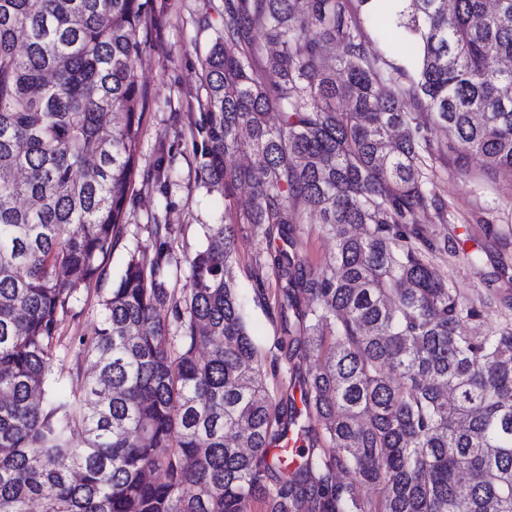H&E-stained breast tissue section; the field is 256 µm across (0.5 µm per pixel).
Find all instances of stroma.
Listing matches in <instances>:
<instances>
[{"mask_svg": "<svg viewBox=\"0 0 512 512\" xmlns=\"http://www.w3.org/2000/svg\"><path fill=\"white\" fill-rule=\"evenodd\" d=\"M143 3L139 38L145 48L135 59L142 90L136 168L107 276L98 287L82 290L72 316L61 326L52 376L66 394L75 389L77 368L86 364L78 339L94 336L100 301L130 255H151L165 248L170 285L184 287L188 260L206 245L209 225L235 222L246 208L243 197L225 198L209 185L201 169L206 99L201 61L223 28L225 0ZM426 135L436 149V191L448 206L444 217L431 211L420 217L446 246L432 255L431 263L466 302L491 299L482 318L464 326L465 333L487 334L512 318V184L487 174L476 158L459 163L440 126L427 123ZM155 224L172 225L165 244H158L152 235ZM237 232L233 271L248 330L268 370V391L283 408L301 406L310 360L300 346L298 314L307 300L298 296L288 312H281L285 281L274 259L285 250L306 264L322 265L332 256L334 242L313 216L290 225L284 235L275 230L264 236L248 224H238Z\"/></svg>", "mask_w": 512, "mask_h": 512, "instance_id": "obj_1", "label": "stroma"}]
</instances>
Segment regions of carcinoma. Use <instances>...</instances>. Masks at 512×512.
I'll return each instance as SVG.
<instances>
[{"label":"carcinoma","instance_id":"1","mask_svg":"<svg viewBox=\"0 0 512 512\" xmlns=\"http://www.w3.org/2000/svg\"><path fill=\"white\" fill-rule=\"evenodd\" d=\"M372 2L226 0L202 61L206 179L251 189L239 221L258 233L314 213L335 241L322 267L277 258L281 309L294 288L309 296L304 400L327 443L290 467L273 444L308 426L268 393L232 224L210 225L179 291L164 248L131 255L80 339L82 393H53L62 323L123 223L142 6L0 0V512H512V322L461 332L483 307L436 272L420 223L445 210L424 110L448 151L512 180V0L391 8L381 22L412 43L410 79L368 47Z\"/></svg>","mask_w":512,"mask_h":512}]
</instances>
